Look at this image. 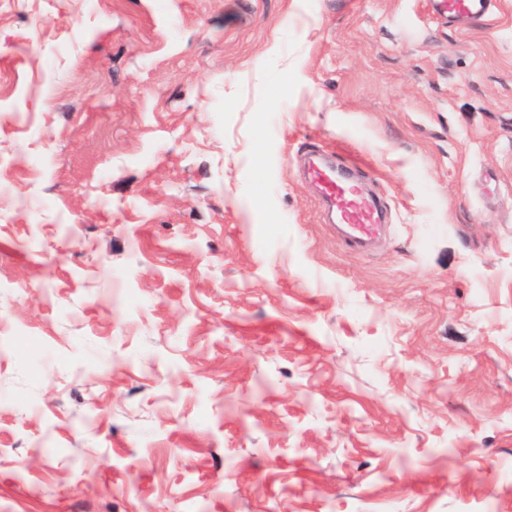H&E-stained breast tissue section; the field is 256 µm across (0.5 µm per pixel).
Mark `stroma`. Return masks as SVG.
<instances>
[{"label": "stroma", "instance_id": "35a3bbf8", "mask_svg": "<svg viewBox=\"0 0 512 512\" xmlns=\"http://www.w3.org/2000/svg\"><path fill=\"white\" fill-rule=\"evenodd\" d=\"M0 512H512V0H0ZM439 13L447 14L448 23L478 19L492 8L491 0H431ZM351 170L352 167L336 169L314 164L310 173L322 192L341 204L337 211L338 222L359 235L372 237L379 226V215L375 203L368 199L352 179Z\"/></svg>", "mask_w": 512, "mask_h": 512}]
</instances>
